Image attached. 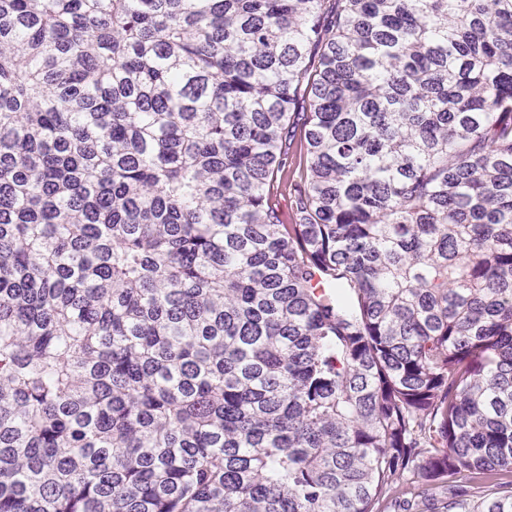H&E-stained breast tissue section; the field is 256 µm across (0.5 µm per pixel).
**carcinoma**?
<instances>
[{
	"instance_id": "1",
	"label": "carcinoma",
	"mask_w": 512,
	"mask_h": 512,
	"mask_svg": "<svg viewBox=\"0 0 512 512\" xmlns=\"http://www.w3.org/2000/svg\"><path fill=\"white\" fill-rule=\"evenodd\" d=\"M487 486L512 0H0V512H512Z\"/></svg>"
}]
</instances>
